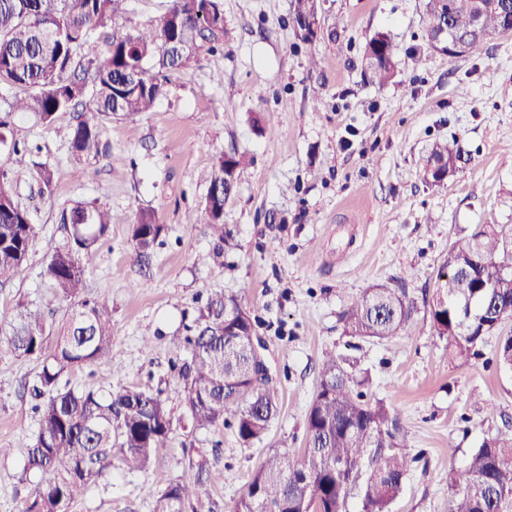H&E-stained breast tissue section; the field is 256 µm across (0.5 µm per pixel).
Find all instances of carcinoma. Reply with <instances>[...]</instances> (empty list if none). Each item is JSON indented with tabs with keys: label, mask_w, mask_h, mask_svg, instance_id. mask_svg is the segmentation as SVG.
<instances>
[{
	"label": "carcinoma",
	"mask_w": 512,
	"mask_h": 512,
	"mask_svg": "<svg viewBox=\"0 0 512 512\" xmlns=\"http://www.w3.org/2000/svg\"><path fill=\"white\" fill-rule=\"evenodd\" d=\"M127 0H0V86L31 90L7 103L0 116L33 112L48 121L79 104L88 116L68 132L73 159L101 153V123L150 111L169 76L187 70L204 53L224 44L221 0H170L156 22L112 34L106 57L97 59L93 37L124 13ZM485 11L481 36L473 32L469 0H424L419 25L435 48L436 34L448 28L470 50L509 29L512 2ZM395 45L384 32L367 42L364 58L375 81L395 74ZM461 158L456 143L433 145L427 161L451 173ZM246 156L233 150L229 160L214 156L205 175V223L223 237L224 202L236 189ZM66 236L55 247L45 274L58 295L74 308L50 342L54 325L40 310L15 314L0 310V333L19 357L41 361L31 387L39 428L27 446L24 473L38 478V490L24 512H62L103 474L116 455L131 471L151 465L165 447L173 420L159 395L141 389L100 394L61 381L67 369L107 359L112 351V307L84 295V275L99 243L108 235L111 214L77 202L62 213ZM165 225L154 211L138 213L131 225L133 261L149 266ZM39 225L15 199L12 181L0 168V286L24 276ZM512 224H483L455 240L440 266L438 297L430 305L432 327L447 341L448 354L462 364L478 356L492 325L512 308ZM247 314L240 329L255 325L241 296L210 294L198 308L188 334L174 343L188 357L177 366L184 407L197 429L234 427L245 444L262 439L279 408L277 381L262 374L248 350L224 337V309ZM414 312L407 290L377 285L366 289L339 313L349 346L382 342L410 329ZM499 366L512 370V332L501 337ZM367 372L357 358L325 355L319 386L306 414L308 446L300 457L283 449L269 453L253 473L233 512H345L357 497L360 512H392V504L416 457L400 441L397 414L363 391ZM367 469H362V462ZM205 463L194 476L170 484L156 501V512H182L208 478ZM448 512H512V435L498 434L472 451L463 474L448 470Z\"/></svg>",
	"instance_id": "obj_1"
}]
</instances>
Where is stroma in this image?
Listing matches in <instances>:
<instances>
[{
    "mask_svg": "<svg viewBox=\"0 0 512 512\" xmlns=\"http://www.w3.org/2000/svg\"><path fill=\"white\" fill-rule=\"evenodd\" d=\"M221 3L223 49L173 74L152 111L104 123L96 159H72L64 136L72 112L50 122L18 114L0 132L30 146L19 154L1 146L0 166L41 227L26 278L0 287V307L38 308L61 320L70 304L44 270L64 237L62 212L77 202L106 207L112 225L86 273V292L112 306V356L62 379L102 392L152 390L173 417L148 469L130 472L113 459L69 512H154L157 494L193 475L203 458L210 477L183 512H230L268 451L303 454L323 354L346 351L338 315L377 284L405 285L414 302L409 332L363 343L359 352L368 398L398 415L417 457L392 512H448L449 470L464 471L485 439L512 434V371L495 362L497 336L480 358L453 363L429 314L450 243L481 224H512V36L451 58L423 44L421 0H317L316 35L307 44L292 0ZM379 31L396 47V75L382 86L363 61ZM451 139L459 170L427 183L425 158ZM235 148L252 162L224 204L231 240L217 259L216 237L191 218L206 192L201 173L215 154ZM39 163L53 172L45 194L33 177ZM142 209L166 226L144 276L129 232ZM242 289L280 386L279 413L251 444L224 425L194 429L172 368V344L207 295ZM40 369L0 340V448L9 451L0 459V512H22L35 494L21 475L38 431L27 387Z\"/></svg>",
    "mask_w": 512,
    "mask_h": 512,
    "instance_id": "35a3bbf8",
    "label": "stroma"
}]
</instances>
